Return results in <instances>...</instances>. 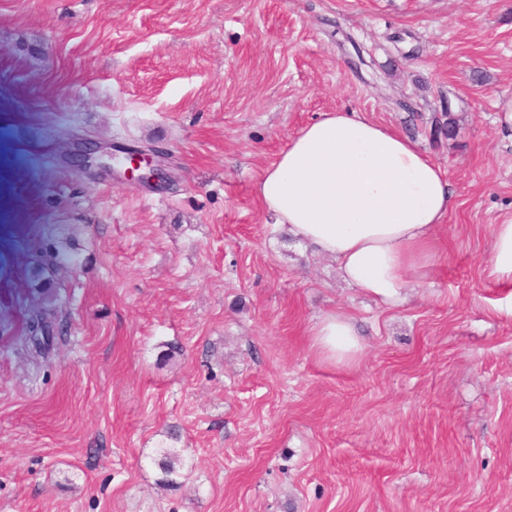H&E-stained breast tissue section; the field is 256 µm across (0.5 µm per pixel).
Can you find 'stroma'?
<instances>
[{"label": "stroma", "mask_w": 512, "mask_h": 512, "mask_svg": "<svg viewBox=\"0 0 512 512\" xmlns=\"http://www.w3.org/2000/svg\"><path fill=\"white\" fill-rule=\"evenodd\" d=\"M508 97L512 0H0V512H512V292L486 273ZM337 111L451 185L398 309L252 193ZM88 139L113 174L74 172ZM129 149L167 183L124 177ZM64 246L69 342L43 355L30 274ZM336 311L365 341L350 368L311 348ZM158 466L161 471V483L168 487H176L181 483L183 474V463L176 453H164Z\"/></svg>", "instance_id": "1"}]
</instances>
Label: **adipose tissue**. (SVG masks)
I'll return each instance as SVG.
<instances>
[{
	"instance_id": "ef3b65f1",
	"label": "adipose tissue",
	"mask_w": 512,
	"mask_h": 512,
	"mask_svg": "<svg viewBox=\"0 0 512 512\" xmlns=\"http://www.w3.org/2000/svg\"><path fill=\"white\" fill-rule=\"evenodd\" d=\"M254 195L295 241L333 258L344 282L386 307L437 265L435 231L452 190L442 167L399 131L353 112L305 126L267 167ZM488 274L512 286V221L493 225ZM316 354L356 364L364 344L350 316L326 315L312 328Z\"/></svg>"
}]
</instances>
